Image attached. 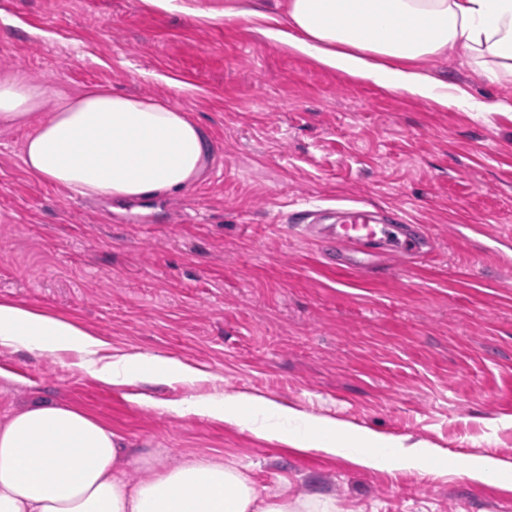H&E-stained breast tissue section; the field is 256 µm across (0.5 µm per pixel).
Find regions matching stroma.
I'll list each match as a JSON object with an SVG mask.
<instances>
[{"label":"stroma","mask_w":512,"mask_h":512,"mask_svg":"<svg viewBox=\"0 0 512 512\" xmlns=\"http://www.w3.org/2000/svg\"><path fill=\"white\" fill-rule=\"evenodd\" d=\"M224 2L0 0V72L167 98L214 143L194 188L118 204L31 176L25 129H0V303L62 316L103 355L209 374L108 385L75 354L0 346V424L35 402L76 408L129 448L221 460L330 512H512V484L456 474L475 455L512 473V80L490 82L453 49L427 62L504 102L480 117L261 40L257 20L225 18ZM354 203L405 211L435 240V261L342 271L286 223ZM224 393L430 443L448 473L368 469L163 408Z\"/></svg>","instance_id":"35a3bbf8"}]
</instances>
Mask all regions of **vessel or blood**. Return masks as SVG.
<instances>
[{
	"label": "vessel or blood",
	"instance_id": "obj_1",
	"mask_svg": "<svg viewBox=\"0 0 512 512\" xmlns=\"http://www.w3.org/2000/svg\"><path fill=\"white\" fill-rule=\"evenodd\" d=\"M338 221L329 225L315 224L314 211L302 214L307 231L316 240L330 247L341 265L349 269L358 268L360 258L380 251L398 257L425 260L431 254L428 236L416 225L407 223L397 210L375 216L361 205L338 209Z\"/></svg>",
	"mask_w": 512,
	"mask_h": 512
}]
</instances>
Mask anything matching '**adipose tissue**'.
Segmentation results:
<instances>
[{
  "label": "adipose tissue",
  "mask_w": 512,
  "mask_h": 512,
  "mask_svg": "<svg viewBox=\"0 0 512 512\" xmlns=\"http://www.w3.org/2000/svg\"><path fill=\"white\" fill-rule=\"evenodd\" d=\"M266 38L322 66L433 101L498 112L429 75L424 61L463 50L491 81L512 77V0H288L287 28ZM0 126L25 127L27 171L62 190L112 202L164 200L202 182L213 143L171 100L92 85L67 93L21 71L0 74ZM0 346L47 355L73 352L80 368L110 385L205 380L178 360L126 353L102 361L101 339L57 316L0 304ZM169 412L222 420L256 437L339 455L370 469L430 476L440 449L383 438L244 393L170 403ZM146 471L130 481L128 470ZM0 512H300L287 491L262 493L237 468L205 457L177 464L159 450L122 446L93 416L35 403L0 424Z\"/></svg>",
  "instance_id": "adipose-tissue-1"
}]
</instances>
